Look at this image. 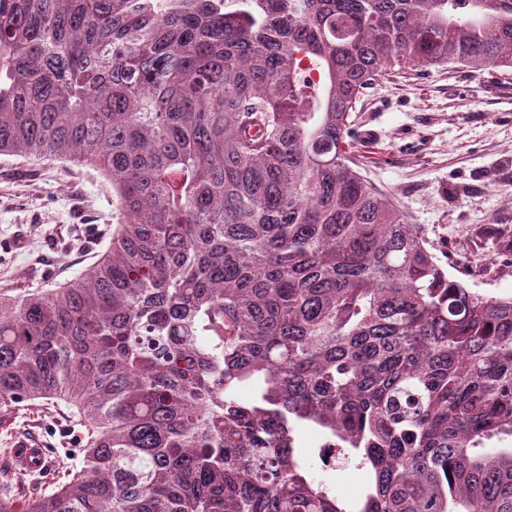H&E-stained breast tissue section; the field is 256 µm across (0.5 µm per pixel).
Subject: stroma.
<instances>
[{
    "label": "stroma",
    "mask_w": 512,
    "mask_h": 512,
    "mask_svg": "<svg viewBox=\"0 0 512 512\" xmlns=\"http://www.w3.org/2000/svg\"><path fill=\"white\" fill-rule=\"evenodd\" d=\"M355 116L349 140L361 173L422 226L449 275L482 295H511L512 75L434 66L392 74L366 90ZM114 211L111 183L90 167L0 155V289L51 288L85 271L109 246ZM19 433L44 448V471L12 468ZM84 435L54 400L0 414V475L12 479L17 501L65 480L55 457L82 466ZM294 438L331 491L346 500L363 492L368 471L321 470L322 430L301 423Z\"/></svg>",
    "instance_id": "1"
}]
</instances>
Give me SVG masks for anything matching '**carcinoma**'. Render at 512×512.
<instances>
[{
	"label": "carcinoma",
	"mask_w": 512,
	"mask_h": 512,
	"mask_svg": "<svg viewBox=\"0 0 512 512\" xmlns=\"http://www.w3.org/2000/svg\"><path fill=\"white\" fill-rule=\"evenodd\" d=\"M430 66L512 73V0H0V155L116 198L90 268L0 290V413L86 429L0 512H512V295L449 276L349 156L364 92ZM295 447L300 448L306 460L312 467V474L323 482L332 492L345 500L357 498L364 490L370 480V474L364 469L357 468L350 463L335 473H324L320 469L321 461L323 467L331 470L336 469L339 461L336 449L324 448L320 453V447L329 441L327 435L320 429L306 423L298 424L294 430Z\"/></svg>",
	"instance_id": "1"
}]
</instances>
